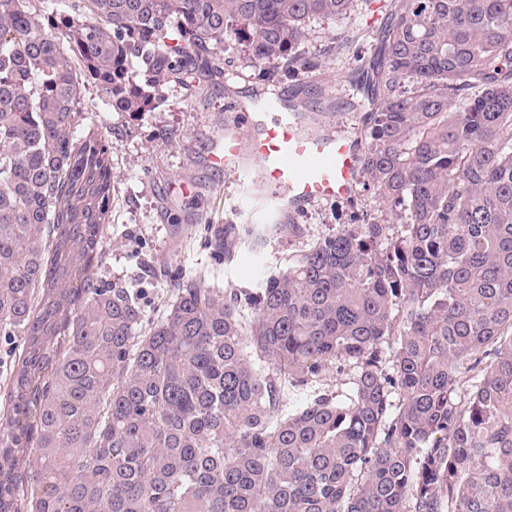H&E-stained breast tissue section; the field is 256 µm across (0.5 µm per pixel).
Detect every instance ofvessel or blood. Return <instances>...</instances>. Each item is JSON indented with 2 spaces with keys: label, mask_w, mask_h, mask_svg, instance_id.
<instances>
[{
  "label": "vessel or blood",
  "mask_w": 512,
  "mask_h": 512,
  "mask_svg": "<svg viewBox=\"0 0 512 512\" xmlns=\"http://www.w3.org/2000/svg\"><path fill=\"white\" fill-rule=\"evenodd\" d=\"M262 119L249 128L228 124L209 155L212 167L226 169L249 155L259 165L253 187L288 211L321 199L354 195L360 182V148L328 124L308 126L298 108L283 98L261 100Z\"/></svg>",
  "instance_id": "1"
}]
</instances>
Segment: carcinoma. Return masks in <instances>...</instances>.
Masks as SVG:
<instances>
[{
	"label": "carcinoma",
	"mask_w": 512,
	"mask_h": 512,
	"mask_svg": "<svg viewBox=\"0 0 512 512\" xmlns=\"http://www.w3.org/2000/svg\"><path fill=\"white\" fill-rule=\"evenodd\" d=\"M353 2L0 0V334L27 333L71 167L101 165L112 213L82 86L136 115L235 46L269 78L314 69L309 24ZM384 42L360 118L380 215L257 288L176 279L157 320L89 274L44 395L42 512H512V0H398Z\"/></svg>",
	"instance_id": "1"
}]
</instances>
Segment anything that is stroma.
I'll return each instance as SVG.
<instances>
[{
    "mask_svg": "<svg viewBox=\"0 0 512 512\" xmlns=\"http://www.w3.org/2000/svg\"><path fill=\"white\" fill-rule=\"evenodd\" d=\"M391 9L390 0H354L346 16L312 21L302 50L320 58L317 69L270 79L239 49L227 54L223 77L197 87L170 86L156 110L137 117L112 111L96 88L83 89L112 152V222L103 229L104 254L95 275L137 289L147 317L155 319L171 296L170 276L227 292L254 288L307 241L351 223L356 214L376 212L377 197L362 188L348 199L321 200L289 214V223L302 225V237L257 250L243 244L233 261H225L208 245V227L234 224L244 231L260 223L263 196L243 191L241 171L212 169L207 155L221 125L232 121L244 101L260 95L293 99L314 119L350 129L355 113L373 108L365 79ZM346 34L354 39L351 48L333 47V38ZM324 86L334 93L327 112L320 100ZM165 132L172 140H162Z\"/></svg>",
    "mask_w": 512,
    "mask_h": 512,
    "instance_id": "1",
    "label": "stroma"
}]
</instances>
